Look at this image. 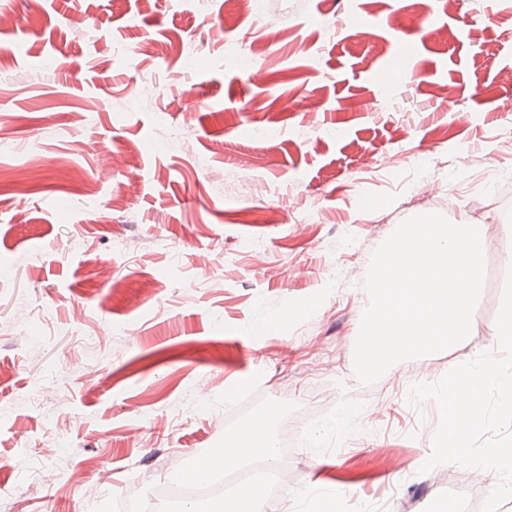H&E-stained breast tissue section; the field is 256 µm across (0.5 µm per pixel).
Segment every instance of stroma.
<instances>
[{"instance_id":"obj_1","label":"stroma","mask_w":512,"mask_h":512,"mask_svg":"<svg viewBox=\"0 0 512 512\" xmlns=\"http://www.w3.org/2000/svg\"><path fill=\"white\" fill-rule=\"evenodd\" d=\"M425 3L259 0L281 33L253 58L264 31L239 0H84L78 31L70 0H0V512H116L267 407L274 438L298 439L290 497L440 512L455 465L419 471L438 407L409 404L411 360L356 380L369 296L339 275L414 215L496 223L475 186L512 183V0ZM300 97L318 111L296 116ZM428 180L449 197L416 204ZM503 288H483L444 369L496 349ZM366 402L372 423L331 430Z\"/></svg>"}]
</instances>
